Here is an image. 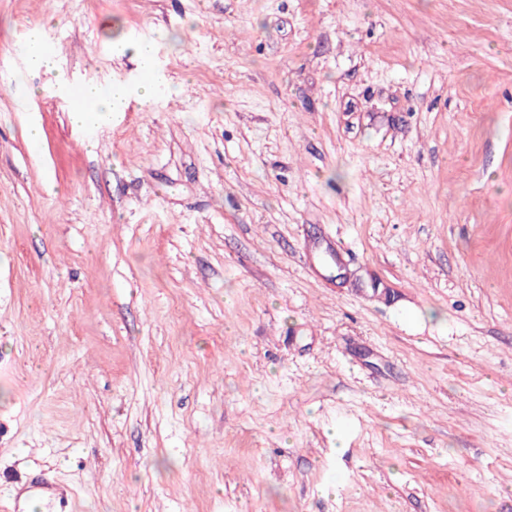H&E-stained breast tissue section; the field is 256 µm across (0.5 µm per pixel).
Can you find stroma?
Returning <instances> with one entry per match:
<instances>
[{
  "label": "stroma",
  "mask_w": 512,
  "mask_h": 512,
  "mask_svg": "<svg viewBox=\"0 0 512 512\" xmlns=\"http://www.w3.org/2000/svg\"><path fill=\"white\" fill-rule=\"evenodd\" d=\"M34 30L120 119L72 125ZM39 474L512 512V0H0V512ZM30 44L31 47L26 54L30 67L34 71L52 74L56 70L55 56L44 48L43 43L37 37L32 38Z\"/></svg>",
  "instance_id": "35a3bbf8"
}]
</instances>
